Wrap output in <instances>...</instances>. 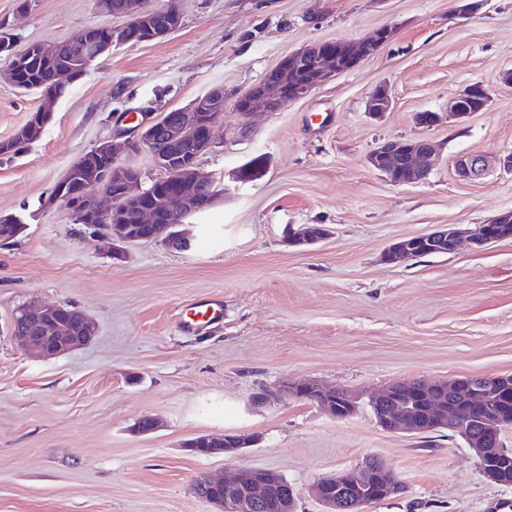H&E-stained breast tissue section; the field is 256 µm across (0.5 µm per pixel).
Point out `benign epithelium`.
Listing matches in <instances>:
<instances>
[{
	"instance_id": "obj_1",
	"label": "benign epithelium",
	"mask_w": 512,
	"mask_h": 512,
	"mask_svg": "<svg viewBox=\"0 0 512 512\" xmlns=\"http://www.w3.org/2000/svg\"><path fill=\"white\" fill-rule=\"evenodd\" d=\"M105 11L120 13L129 18L121 28L99 24L94 29L103 33L97 40H84L77 46L75 60L86 71L112 48L128 43H140V32L149 40L162 39L180 27L177 11L169 6L148 10L141 0H125L120 10L112 7V0H97ZM344 42L341 40L318 42L285 56L256 85L240 94L233 101L235 111L250 119L258 112H278L291 102L310 96L316 89L336 75V58ZM58 48H47L32 43L21 52L12 51L11 45L0 43V54L9 58L11 80L17 79L19 69L31 59L50 60ZM309 62L316 71V78L305 81L299 78L302 63ZM487 95L481 84H473L448 101V118L465 121L476 109L469 105L474 99ZM393 100L385 86L379 87L366 101V112L375 118L391 111ZM224 111V89L215 88L196 97L189 105L153 120L148 113H141L132 127L117 126L112 138L98 143L93 153L108 157L110 169L101 172L87 185L89 208L75 207L65 190L77 169H71L59 182L49 204L60 203L71 213L77 223L88 224L97 220V227L111 241L112 256H125L123 245L131 241H154L160 237L175 239L181 244L189 242L181 230L188 212L192 210L189 190H209L210 201L222 194L215 179L204 173L191 159L188 148L190 124L198 116L203 123V149L214 145L213 128L217 113ZM147 150L163 171L178 200L170 208L167 224L158 223L154 209L144 204L151 188L139 187L141 172L123 162V157ZM437 144L427 138L390 139L379 143L368 155L369 166L378 173L386 174V180L394 186L417 184L431 172L437 155ZM486 160L479 155L461 156L456 161L460 176L478 178L486 172ZM121 183L114 193L111 182ZM141 224L146 234L135 237L130 233L129 216ZM512 221V212L502 213L475 228L460 224L441 225L433 231L409 236L393 242L382 254L388 264H397L414 255H448L456 252L465 241L480 247L494 241L490 227ZM331 234L324 226L302 225L291 229L288 245L312 247ZM10 333L21 348L34 358L58 357L87 344L95 335L93 321L78 309L60 304H46L33 296L19 307L11 321ZM506 383L499 376L468 377L425 385L420 382H396L372 396L369 405L375 421L383 431L411 435L448 429L459 435H468L480 427L483 432L472 439L473 452L483 474L497 484H510L507 474L512 468V457L504 454L492 456L487 440L496 429L497 420L478 416V407L497 396ZM282 396L307 400L324 409L337 419L353 415L359 408L358 396L334 388H327L315 380L302 383L285 381L273 392L259 394L266 402ZM256 442L248 433L226 434L219 439L201 436L185 444L187 451L202 456H232L240 449ZM208 486L224 489L215 496L203 493ZM401 483L394 471L382 462L367 459L360 465L338 471L319 479L312 488L314 497L322 506V512H366V508L380 499L398 493ZM196 494L213 505L217 512H296L295 488L280 474L269 469L243 470L225 480L204 476L196 482Z\"/></svg>"
}]
</instances>
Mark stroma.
Returning <instances> with one entry per match:
<instances>
[{"instance_id": "stroma-1", "label": "stroma", "mask_w": 512, "mask_h": 512, "mask_svg": "<svg viewBox=\"0 0 512 512\" xmlns=\"http://www.w3.org/2000/svg\"><path fill=\"white\" fill-rule=\"evenodd\" d=\"M171 4L180 29L113 48L58 98L37 140L0 156V214L25 223L0 245V512H214L193 481L241 468L281 473L296 512H321L311 485L373 456L404 490L368 512H512V486L487 479L447 432L386 433L366 403L338 420L306 400L258 399L287 379L366 400L396 381L512 374V239L381 260L399 238L512 211V173L494 162L512 150V82L502 78L512 70V0H480L466 15L458 0H143ZM101 23L125 20L95 0H0V37L18 51ZM382 28L392 34L373 55L254 117L245 137L225 106L198 163L226 191L187 219L189 249L131 243L117 261L98 228L49 205L69 168L126 118L161 117L217 86L234 98L292 52ZM476 83L490 93L485 111L417 125L416 113L447 111ZM382 85L394 107L374 119L365 103ZM40 100L11 84L0 55V141ZM422 137L441 146L425 182L394 186L369 167L381 141ZM258 154L263 175L235 182ZM470 154L489 166L464 180L455 161ZM302 224L333 234L289 246V227ZM33 296L82 310L95 336L57 358L24 354L9 324ZM199 299L222 301L224 316L183 331ZM143 415L161 428L134 433ZM243 432L257 441L232 457L185 448L203 434Z\"/></svg>"}]
</instances>
